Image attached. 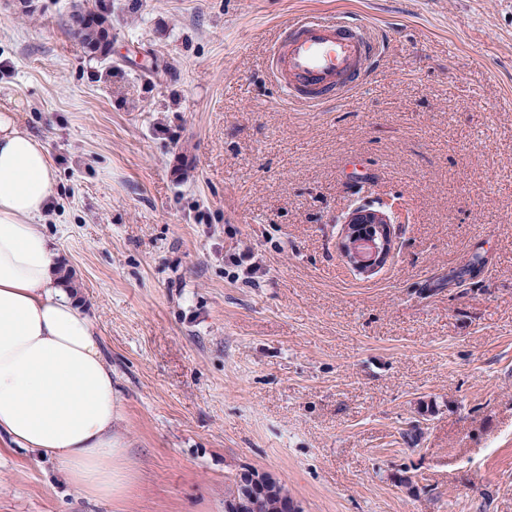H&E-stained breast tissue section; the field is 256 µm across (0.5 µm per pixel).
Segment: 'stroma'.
Wrapping results in <instances>:
<instances>
[{
  "instance_id": "stroma-1",
  "label": "stroma",
  "mask_w": 512,
  "mask_h": 512,
  "mask_svg": "<svg viewBox=\"0 0 512 512\" xmlns=\"http://www.w3.org/2000/svg\"><path fill=\"white\" fill-rule=\"evenodd\" d=\"M303 13L387 45L316 108L266 68ZM0 106L56 170L128 477L0 444V512H224L245 468L302 512H512V0H0ZM367 203L401 209L370 276L337 246ZM74 36L88 44H93L101 53L108 54L110 40L104 27V21L94 22L79 14L75 22Z\"/></svg>"
}]
</instances>
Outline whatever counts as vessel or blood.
Returning <instances> with one entry per match:
<instances>
[{
  "label": "vessel or blood",
  "mask_w": 512,
  "mask_h": 512,
  "mask_svg": "<svg viewBox=\"0 0 512 512\" xmlns=\"http://www.w3.org/2000/svg\"><path fill=\"white\" fill-rule=\"evenodd\" d=\"M376 55L364 28L305 15L284 26L268 65L291 101L318 105L357 87Z\"/></svg>",
  "instance_id": "vessel-or-blood-1"
}]
</instances>
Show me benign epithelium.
<instances>
[{
  "instance_id": "obj_1",
  "label": "benign epithelium",
  "mask_w": 512,
  "mask_h": 512,
  "mask_svg": "<svg viewBox=\"0 0 512 512\" xmlns=\"http://www.w3.org/2000/svg\"><path fill=\"white\" fill-rule=\"evenodd\" d=\"M393 223L395 214L370 205H360L347 214L338 247L354 269L371 273L384 263L394 249ZM235 482L224 512H300L297 502L270 474L244 469Z\"/></svg>"
}]
</instances>
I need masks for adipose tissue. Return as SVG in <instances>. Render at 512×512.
Listing matches in <instances>:
<instances>
[{"instance_id":"obj_1","label":"adipose tissue","mask_w":512,"mask_h":512,"mask_svg":"<svg viewBox=\"0 0 512 512\" xmlns=\"http://www.w3.org/2000/svg\"><path fill=\"white\" fill-rule=\"evenodd\" d=\"M56 183L46 146L0 110V439L108 500L124 479L112 368L39 223Z\"/></svg>"}]
</instances>
